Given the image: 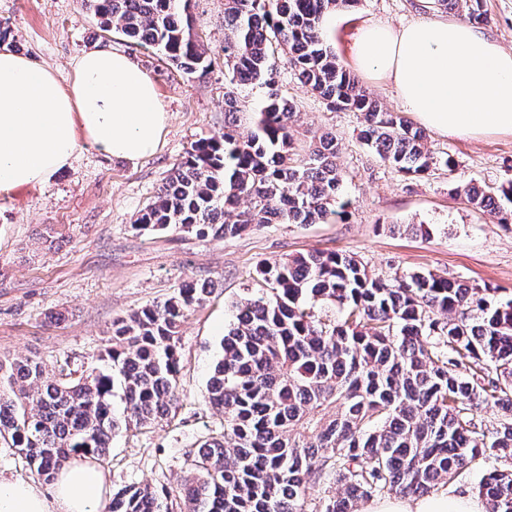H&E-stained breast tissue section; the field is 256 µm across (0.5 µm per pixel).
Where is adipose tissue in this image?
I'll list each match as a JSON object with an SVG mask.
<instances>
[{
    "label": "adipose tissue",
    "mask_w": 512,
    "mask_h": 512,
    "mask_svg": "<svg viewBox=\"0 0 512 512\" xmlns=\"http://www.w3.org/2000/svg\"><path fill=\"white\" fill-rule=\"evenodd\" d=\"M351 57L362 74L390 80L405 109L441 135L512 132V51L466 19L356 29ZM168 115L152 79L121 53H84L70 84L48 68L0 51V195L42 184L81 145L136 160L155 154ZM106 476L96 460L63 465L51 496L0 479V512H99ZM361 512H485L469 494L393 497Z\"/></svg>",
    "instance_id": "adipose-tissue-1"
}]
</instances>
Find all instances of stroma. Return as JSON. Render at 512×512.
I'll return each instance as SVG.
<instances>
[{
  "mask_svg": "<svg viewBox=\"0 0 512 512\" xmlns=\"http://www.w3.org/2000/svg\"><path fill=\"white\" fill-rule=\"evenodd\" d=\"M192 26L212 60L189 77L121 33L102 31L81 0H0L5 47L68 82L85 52L109 49L130 58L154 82L169 115L158 152L138 161L84 145L69 167L35 187L0 196V356L39 359L48 375L60 366L96 363L114 318L166 300L191 280L213 292L181 327L175 415L149 428L121 430L99 463L110 491L171 486L187 454L222 432L224 417L205 403L235 303L256 287V268L291 255L336 251L356 256L369 275L390 280L429 270L512 296V224L455 198L449 183L498 187L512 182V134L450 138L430 133L435 163L410 177L383 162L359 137L358 113L331 109L305 87L287 54L274 56L296 160L313 135L339 142L346 219L325 224H264L230 239L175 230L137 231L133 223L195 142L224 131V0H193ZM325 38L352 66L350 38L361 25L394 27L448 19L433 0H359L335 11Z\"/></svg>",
  "mask_w": 512,
  "mask_h": 512,
  "instance_id": "35a3bbf8",
  "label": "stroma"
}]
</instances>
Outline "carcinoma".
<instances>
[{"label": "carcinoma", "instance_id": "cac0c4a2", "mask_svg": "<svg viewBox=\"0 0 512 512\" xmlns=\"http://www.w3.org/2000/svg\"><path fill=\"white\" fill-rule=\"evenodd\" d=\"M359 0H224V133L192 145L134 227L229 238L262 224H318L345 212L338 142L317 136L308 160L292 153V107L271 55L333 109L361 116V138L408 176L433 163L429 136L361 88L323 35L324 15ZM486 20L482 0H434ZM102 30L153 49L185 75L212 60L193 34L190 0H82ZM265 89L252 129L240 131L238 90ZM452 195L498 224L512 217V183L454 186ZM246 197L250 207L238 209ZM259 288L236 303L205 402L224 432L188 453L176 487H126L105 512H307L317 477L344 487L319 512L419 497L478 464L488 448L512 460V298L432 272L386 282L353 256L313 251L259 267ZM212 293L189 282L163 302L112 322L99 363L53 378L32 357L0 358V440L50 482L75 457L102 456L124 424L150 426L178 407L179 329ZM442 317H437V314ZM469 359V363L462 359ZM499 377L486 379L484 360ZM504 412L486 434L488 398ZM487 512H512V468L477 486Z\"/></svg>", "mask_w": 512, "mask_h": 512}]
</instances>
